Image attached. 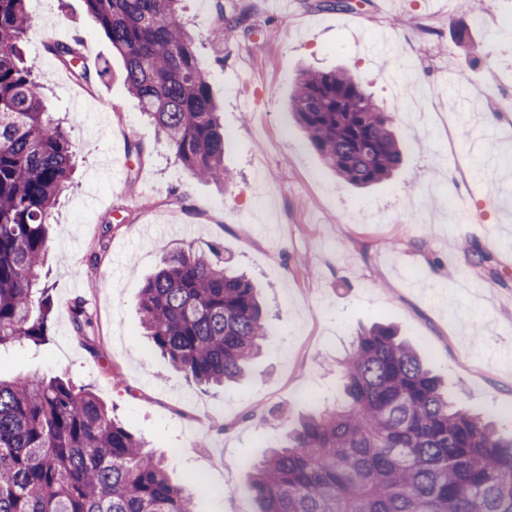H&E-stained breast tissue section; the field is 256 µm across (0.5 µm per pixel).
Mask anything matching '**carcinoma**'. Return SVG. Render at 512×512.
<instances>
[{"label": "carcinoma", "mask_w": 512, "mask_h": 512, "mask_svg": "<svg viewBox=\"0 0 512 512\" xmlns=\"http://www.w3.org/2000/svg\"><path fill=\"white\" fill-rule=\"evenodd\" d=\"M182 2L84 5L178 160L226 185L224 132ZM32 26L26 0H0V348L49 340L47 225L72 174L73 145L24 54ZM47 49L87 77L71 44ZM289 109L323 164L353 187L380 184L403 162L393 116L347 69L301 70ZM139 309L155 349L205 388L243 379L269 334L253 284L190 248L164 256ZM70 316L86 335L83 306ZM340 367L337 407L302 418L253 466L247 489L258 512H512V440L454 405L393 328L357 336ZM0 512H193V502L93 392L32 376L0 379Z\"/></svg>", "instance_id": "1"}]
</instances>
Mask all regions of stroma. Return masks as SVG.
I'll return each mask as SVG.
<instances>
[{
    "label": "stroma",
    "instance_id": "1",
    "mask_svg": "<svg viewBox=\"0 0 512 512\" xmlns=\"http://www.w3.org/2000/svg\"><path fill=\"white\" fill-rule=\"evenodd\" d=\"M278 2L185 0L224 125L226 186L176 160L83 0H52L49 17L26 3V53L74 145L75 172L50 216V254L61 259L51 337L0 349V378L90 387L165 457L195 512H254L251 465L285 423L332 405L339 359L381 321L512 437V145L483 123L512 91V0L477 12L471 0H290L285 15ZM221 6L243 20L217 39ZM68 37L88 51L87 73L106 63L111 78L88 82L60 66L45 46ZM339 66L395 114L408 143L400 169L373 188L329 171L288 110L300 68ZM402 87L417 120L400 107ZM187 248L217 254L261 290L274 333L241 382L200 390L143 334L146 278L165 252ZM76 300L93 321L85 338L69 319Z\"/></svg>",
    "mask_w": 512,
    "mask_h": 512
}]
</instances>
